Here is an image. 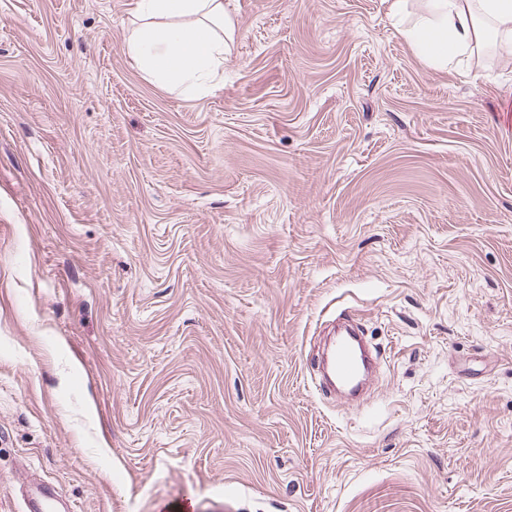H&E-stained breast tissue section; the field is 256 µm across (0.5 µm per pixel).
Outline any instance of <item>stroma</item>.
Returning <instances> with one entry per match:
<instances>
[{
	"label": "stroma",
	"mask_w": 512,
	"mask_h": 512,
	"mask_svg": "<svg viewBox=\"0 0 512 512\" xmlns=\"http://www.w3.org/2000/svg\"><path fill=\"white\" fill-rule=\"evenodd\" d=\"M223 87L138 0H0V512H512V58L386 0H228ZM364 401L306 366L338 315ZM124 52L152 83L202 95L224 83L235 27L224 0H139ZM54 493L50 486L40 483L35 489L23 494L26 512H50L49 502L54 499Z\"/></svg>",
	"instance_id": "35a3bbf8"
}]
</instances>
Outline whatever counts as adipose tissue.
I'll list each match as a JSON object with an SVG mask.
<instances>
[{
    "label": "adipose tissue",
    "instance_id": "1",
    "mask_svg": "<svg viewBox=\"0 0 512 512\" xmlns=\"http://www.w3.org/2000/svg\"><path fill=\"white\" fill-rule=\"evenodd\" d=\"M402 36L438 69L470 63L495 44L512 56V0H387ZM224 0H140L124 52L152 83L184 95H202L224 79V58L235 39Z\"/></svg>",
    "mask_w": 512,
    "mask_h": 512
}]
</instances>
